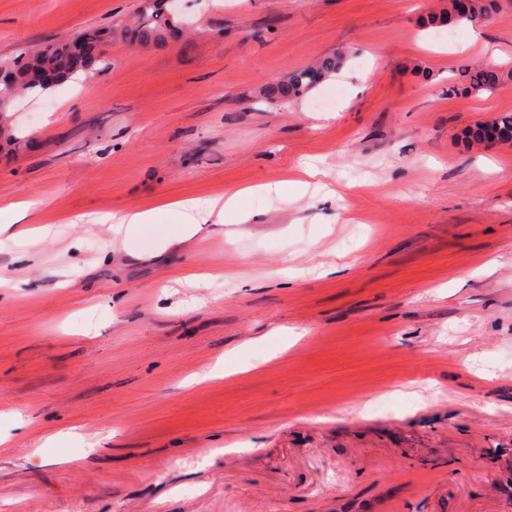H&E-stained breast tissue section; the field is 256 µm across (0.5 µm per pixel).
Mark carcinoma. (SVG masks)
Masks as SVG:
<instances>
[{"instance_id": "1", "label": "carcinoma", "mask_w": 512, "mask_h": 512, "mask_svg": "<svg viewBox=\"0 0 512 512\" xmlns=\"http://www.w3.org/2000/svg\"><path fill=\"white\" fill-rule=\"evenodd\" d=\"M152 5L141 6L129 21L119 22L112 29L82 30L83 44L75 48L71 41H49L30 52L21 53L8 61L0 63V149L15 152L27 146V140L18 135L9 112L10 99L23 95L40 96L77 75H96L106 71L110 61L101 46L108 41L113 44L162 48L172 40L182 37L183 26L187 20L179 13L169 9L167 0H151ZM463 22L489 24L491 15L487 5L477 4L475 12L468 16L456 13L453 8L439 14H430L423 25L432 27H453ZM343 58L332 55L319 63L296 71L283 82L270 85L267 97L288 100L300 96L323 81L342 65ZM512 80V70L485 67H465L451 78L448 90L472 93L490 91ZM490 126L498 130L501 143H512V114H505L491 122L477 123L465 132V141L469 145L483 140L482 131Z\"/></svg>"}]
</instances>
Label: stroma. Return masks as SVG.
Listing matches in <instances>:
<instances>
[{"instance_id":"stroma-1","label":"stroma","mask_w":512,"mask_h":512,"mask_svg":"<svg viewBox=\"0 0 512 512\" xmlns=\"http://www.w3.org/2000/svg\"><path fill=\"white\" fill-rule=\"evenodd\" d=\"M139 3L0 0V59ZM485 3L493 25L448 43L422 24L448 0H181L189 41L106 47V72L20 103L0 512H512V144L462 141L512 81L448 90L512 69V0ZM306 163L335 198L257 194L248 223L176 234L170 203ZM342 62L343 58L341 55L326 57L313 66L292 73L286 81L270 85L266 90V95L268 98L277 100H288L298 97L339 69ZM511 79L512 70L504 71L491 66L465 67L458 70L456 75L450 79L452 85L448 87V90L454 94L459 90L465 93L490 91Z\"/></svg>"}]
</instances>
